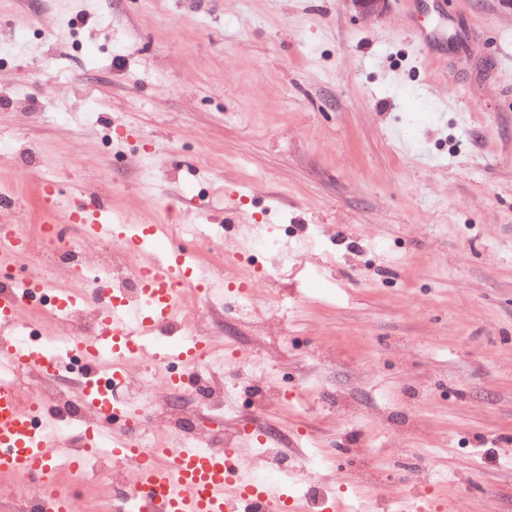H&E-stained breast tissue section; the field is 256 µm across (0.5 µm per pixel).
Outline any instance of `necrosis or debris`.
I'll return each mask as SVG.
<instances>
[{
    "label": "necrosis or debris",
    "instance_id": "necrosis-or-debris-1",
    "mask_svg": "<svg viewBox=\"0 0 512 512\" xmlns=\"http://www.w3.org/2000/svg\"><path fill=\"white\" fill-rule=\"evenodd\" d=\"M24 252H36L33 265L15 273L10 262H0V284L15 287V300L20 314L15 323V339L37 341L26 318L27 312L39 313L49 327L44 339L63 361L61 373L52 380L43 379L40 362L15 365L6 373L11 393L18 403L38 397L54 407L64 420L63 432L76 441L80 458L77 464H63L60 470L67 483L87 488L104 499L112 512H143L137 492L140 467L137 460L113 456L106 448L85 452L82 438L91 428L102 429L106 437H119L133 448L150 449L160 455L172 444L187 442L199 448H230L239 435L254 425L253 418L239 420L235 430L218 432L217 426L227 420L234 404L229 397L225 378L260 376L266 359L248 346H237L225 352V339L210 327L200 313L203 308L223 303V296L199 293L192 304L181 305L175 322L161 326L158 337H178L188 343L205 342L207 354L189 372V383L183 388L167 387V361L157 351L140 353L125 351L123 366L133 369V377L124 384L125 395L115 406L116 421H101L84 411L73 384L83 373V364L69 348L78 338L98 332V305L88 294L67 308H60L55 287L32 289L31 281L41 277L45 269L65 267L67 274L81 275L96 269L106 273L112 292L107 300L115 305L139 301V284L147 276L141 264L140 246L131 242H112L65 234L62 227L32 235L21 231ZM46 490L40 482L14 479L0 481V502L11 512H47Z\"/></svg>",
    "mask_w": 512,
    "mask_h": 512
}]
</instances>
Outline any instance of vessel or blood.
I'll use <instances>...</instances> for the list:
<instances>
[{"mask_svg":"<svg viewBox=\"0 0 512 512\" xmlns=\"http://www.w3.org/2000/svg\"><path fill=\"white\" fill-rule=\"evenodd\" d=\"M142 285L148 307L139 318L114 308L106 315L102 332L75 341L73 348L85 362V380L79 398L86 410L98 417L111 413L112 405L97 386V358L103 346L120 352L134 339L149 334L152 326L169 322L176 314L181 289L205 283L183 251L170 249L165 257L148 265ZM70 444L55 428V417L41 399L20 407L0 382V476L11 479L35 477L52 488L56 512H74L66 493L57 489L53 465L69 455ZM248 461L242 449L195 448L177 445L165 457L140 471L142 487L163 489L152 512H229L235 505L253 506L255 512H290L292 503L278 487L258 483L246 474Z\"/></svg>","mask_w":512,"mask_h":512,"instance_id":"1","label":"vessel or blood"}]
</instances>
